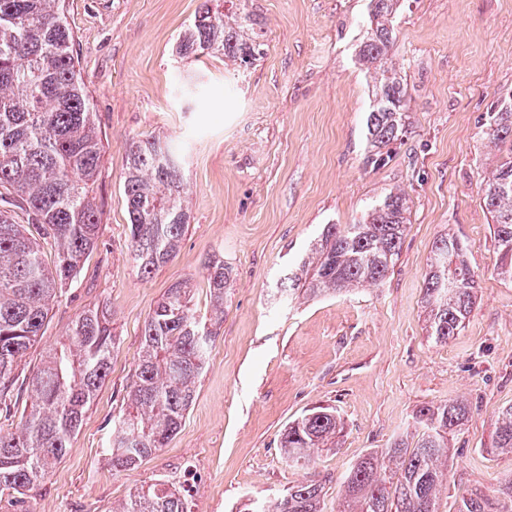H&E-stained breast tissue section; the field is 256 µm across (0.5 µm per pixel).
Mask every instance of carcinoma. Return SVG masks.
<instances>
[{"label":"carcinoma","mask_w":512,"mask_h":512,"mask_svg":"<svg viewBox=\"0 0 512 512\" xmlns=\"http://www.w3.org/2000/svg\"><path fill=\"white\" fill-rule=\"evenodd\" d=\"M202 0L179 34L180 60L226 58L247 69L261 55L262 34L240 3ZM401 0H371L359 61L373 74L374 100L366 115V165H385L408 132L407 89L388 63L393 19ZM65 0H0V409L11 413L17 361L42 336L62 286L73 282L97 243L100 210L93 196L102 164V135L74 54ZM483 138L506 147L485 181L483 201L494 224L499 274L512 281V104L487 113ZM180 150L154 136L132 141L123 193L130 252L148 278L177 253L189 228ZM18 208L58 250L54 268L41 246L10 214ZM408 200L389 191L354 224H324L284 292L316 298L381 285L393 270L407 228ZM233 269L214 257L204 267L211 310L200 315L194 288L184 280L167 288L141 329V353L128 386V409L115 421L106 451L112 468L133 469L164 448L179 431L197 393ZM427 337L448 343L465 327L476 302V280L462 245L446 234L432 245L423 289ZM117 336L106 310L89 308L67 327L41 365L23 377L33 393L16 431L0 432V494L22 497L41 485L70 450L96 393L105 384ZM463 400L430 403L415 414V446L395 441L352 465L338 512H440L448 478L450 441L468 419ZM336 411L318 407L288 423L279 447L290 467L310 463L324 448L339 447ZM490 452L512 454V406L495 422ZM327 479L288 486L273 499L246 497L236 512H322ZM113 512H191L187 495L165 478L130 491ZM455 512H512V477L495 494L476 489Z\"/></svg>","instance_id":"1"}]
</instances>
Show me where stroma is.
Here are the masks:
<instances>
[{"label":"stroma","instance_id":"obj_1","mask_svg":"<svg viewBox=\"0 0 512 512\" xmlns=\"http://www.w3.org/2000/svg\"><path fill=\"white\" fill-rule=\"evenodd\" d=\"M201 0H66L74 52L99 115L104 157L94 186L96 247L65 287L26 373L82 311L108 309L119 344L111 372L72 446L22 505L0 512H112L158 477L190 489L191 512H232L242 496L272 498L302 480L279 434L318 407L336 408L342 444L315 455L336 512L342 477L371 450L412 440L416 410L466 400L472 412L450 450L441 512L472 489L493 492L512 455L490 451L512 405V281L499 254L483 181L501 154L482 135L487 112L512 99V0H404L391 49L411 96L409 131L392 159L364 163L372 83L358 62L370 0H247L263 55L239 79L223 60L175 61L171 48ZM203 76L188 102L180 76ZM144 134L187 144L182 174L190 226L176 256L142 278L128 250L127 147ZM410 198L400 258L380 287L284 300L281 288L321 225L352 224L392 189ZM456 236L477 274V304L445 344L425 335L431 246ZM235 270L224 322L179 432L157 455L116 472L105 451L140 350L144 319L172 283L200 280L215 254Z\"/></svg>","mask_w":512,"mask_h":512}]
</instances>
